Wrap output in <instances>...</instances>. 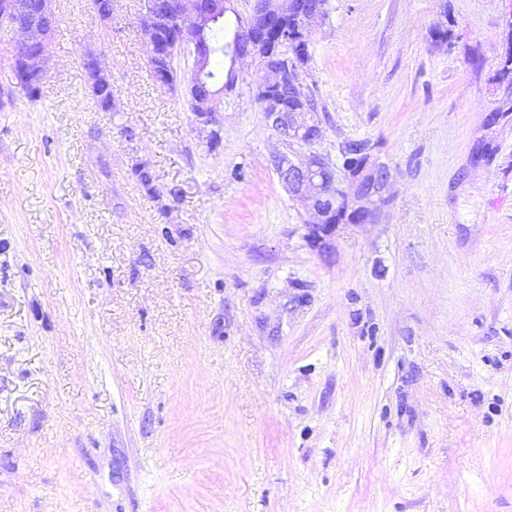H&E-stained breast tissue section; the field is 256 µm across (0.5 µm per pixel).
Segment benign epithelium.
<instances>
[{"mask_svg": "<svg viewBox=\"0 0 512 512\" xmlns=\"http://www.w3.org/2000/svg\"><path fill=\"white\" fill-rule=\"evenodd\" d=\"M216 6L215 0H177V13L188 23V28L177 32L175 44L192 59L186 89L195 129L209 132V143L214 147L221 140L224 96L214 93L204 83L201 61L208 47L197 38V32L205 30ZM263 15H271L284 23L296 18L297 35L306 36L312 33L317 22L324 19L325 12L320 5L305 12L301 0H253L249 13L242 18L244 38L237 44L232 61L250 57L262 72L267 73L283 61V57L266 46L255 32L254 21ZM55 16V0H0V22L20 33V40L15 45L16 54L11 57L13 87L20 93L25 92L27 80L43 84L51 58L47 46ZM307 61L308 57L302 54L300 60L291 65L293 77L288 84L271 85L263 80L255 94L270 128L290 147L311 145L324 136L322 119L313 104L305 103L291 111L284 105L285 98L306 90ZM81 66L91 93H96L101 85H112L96 50H86ZM271 166L288 193L304 199L317 215L311 231L312 241L320 249L326 247L339 227L332 219V213L322 207L326 198L336 197L346 213L357 217L359 224L379 223L382 206L389 200L391 169L387 163L374 158L371 150L364 152V158L355 170H346L344 183L337 178L336 165L315 153L279 152L272 156Z\"/></svg>", "mask_w": 512, "mask_h": 512, "instance_id": "1", "label": "benign epithelium"}]
</instances>
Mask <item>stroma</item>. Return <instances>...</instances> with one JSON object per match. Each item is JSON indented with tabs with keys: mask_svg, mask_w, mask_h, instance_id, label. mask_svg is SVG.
Segmentation results:
<instances>
[{
	"mask_svg": "<svg viewBox=\"0 0 512 512\" xmlns=\"http://www.w3.org/2000/svg\"><path fill=\"white\" fill-rule=\"evenodd\" d=\"M139 8L56 0L33 102L0 26V512H512V0H330L311 150L370 140L392 181L324 251L254 62L209 148ZM510 58L511 67L505 68L506 64L504 60ZM494 80L501 87L504 88L505 99L503 105L497 108L496 112H512V105L508 106V100L510 97V101L512 103V48L509 47L506 52L504 58L501 60L498 69L496 70ZM81 66L87 77V84L92 97L95 96L99 86H112L111 78L103 66L101 55L96 50H86L81 60Z\"/></svg>",
	"mask_w": 512,
	"mask_h": 512,
	"instance_id": "35a3bbf8",
	"label": "stroma"
}]
</instances>
